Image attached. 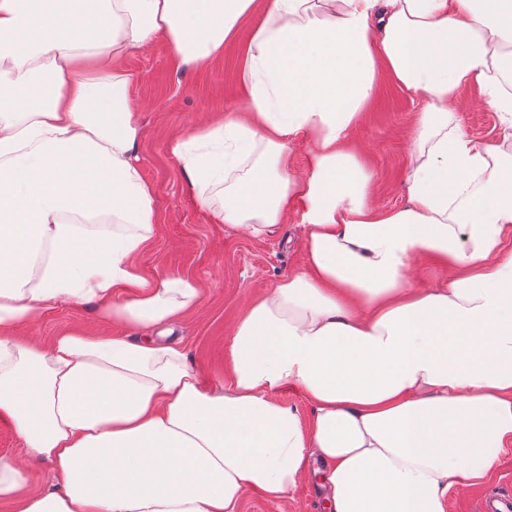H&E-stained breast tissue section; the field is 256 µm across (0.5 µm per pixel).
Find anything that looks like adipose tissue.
I'll return each instance as SVG.
<instances>
[{
	"instance_id": "1",
	"label": "adipose tissue",
	"mask_w": 512,
	"mask_h": 512,
	"mask_svg": "<svg viewBox=\"0 0 512 512\" xmlns=\"http://www.w3.org/2000/svg\"><path fill=\"white\" fill-rule=\"evenodd\" d=\"M255 0H0V457L14 512H239L317 464L329 512H446L512 446V0H265L240 54L246 109L170 152L216 224L298 216L305 266L257 299L205 385L169 337L191 280L145 282L155 207L124 58L167 41L177 67L220 58ZM420 100L406 203H372L351 144L379 66ZM476 86L496 143L452 106ZM303 138L308 167L288 172ZM427 256L446 288H411ZM124 337L23 336L56 303ZM291 385L309 421L273 398ZM49 464L30 486L27 462ZM0 456L23 459L24 448L16 436L11 423L0 417Z\"/></svg>"
}]
</instances>
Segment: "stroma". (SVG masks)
Masks as SVG:
<instances>
[{"label":"stroma","instance_id":"obj_1","mask_svg":"<svg viewBox=\"0 0 512 512\" xmlns=\"http://www.w3.org/2000/svg\"><path fill=\"white\" fill-rule=\"evenodd\" d=\"M263 0L245 18L235 42L222 58L183 71L170 60L164 42L129 54L123 66L131 76L129 98L144 130L137 148L143 177L151 187L157 222L138 257L145 278L165 272L188 278L201 301L176 330L188 362L207 383L228 379L226 348L237 321L251 304L282 278L305 263V230L295 223L279 224L260 236L247 229L211 223L187 192L181 168L170 152L182 130L220 119L244 105L238 83L240 48L261 21ZM421 107L380 74L379 91L367 106L353 134V146L375 175L372 202L382 210L405 204L406 173L411 151V126ZM458 116L464 131L480 141H496L499 114L476 88L461 94ZM82 332L90 336H122L125 327L100 317L88 305L58 303L26 328V335L47 344L56 336ZM240 512H326L323 491L314 473H307L288 498L265 499L248 492Z\"/></svg>","mask_w":512,"mask_h":512}]
</instances>
